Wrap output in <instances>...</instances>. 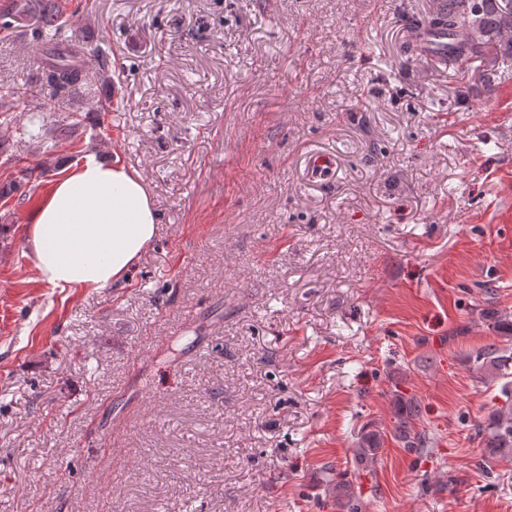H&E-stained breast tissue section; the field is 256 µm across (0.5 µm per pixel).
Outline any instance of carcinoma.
Masks as SVG:
<instances>
[{
  "label": "carcinoma",
  "instance_id": "carcinoma-1",
  "mask_svg": "<svg viewBox=\"0 0 512 512\" xmlns=\"http://www.w3.org/2000/svg\"><path fill=\"white\" fill-rule=\"evenodd\" d=\"M434 32L448 36V58L466 61L491 55L498 51H512V0H434L430 14L424 20ZM69 23L47 3L42 10L41 25L32 30V40L49 45V53L39 77L42 90L58 105L86 80L83 68L85 47L68 38ZM471 367L481 373L497 368L501 375L512 370V354L494 344L484 345L470 356ZM396 420L390 436L403 448L418 455L426 454L434 442L420 420L418 404L412 398L397 396ZM487 440L491 448L512 447V409L499 412L493 421ZM381 434L368 431L359 438L355 459L364 464L374 459L380 448ZM336 494L346 499L347 512H358V503L352 485L336 481Z\"/></svg>",
  "mask_w": 512,
  "mask_h": 512
}]
</instances>
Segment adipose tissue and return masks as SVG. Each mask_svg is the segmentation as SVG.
I'll return each mask as SVG.
<instances>
[{
	"label": "adipose tissue",
	"instance_id": "adipose-tissue-1",
	"mask_svg": "<svg viewBox=\"0 0 512 512\" xmlns=\"http://www.w3.org/2000/svg\"><path fill=\"white\" fill-rule=\"evenodd\" d=\"M41 279L55 288H102L121 279L156 230L140 174L88 157L59 178L27 218Z\"/></svg>",
	"mask_w": 512,
	"mask_h": 512
}]
</instances>
